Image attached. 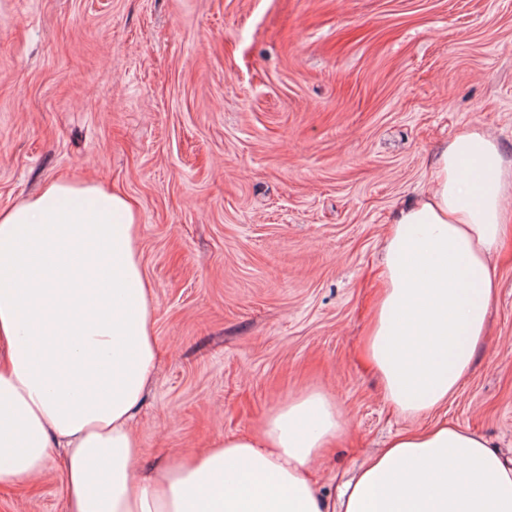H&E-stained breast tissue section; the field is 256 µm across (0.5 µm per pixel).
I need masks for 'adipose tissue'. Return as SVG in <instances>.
I'll return each instance as SVG.
<instances>
[{"label": "adipose tissue", "mask_w": 512, "mask_h": 512, "mask_svg": "<svg viewBox=\"0 0 512 512\" xmlns=\"http://www.w3.org/2000/svg\"><path fill=\"white\" fill-rule=\"evenodd\" d=\"M433 173L393 215L364 344L384 398L414 420L469 371L512 231V163L490 134H458ZM138 239L127 197L91 182L0 209V488L55 466L65 512H512V459L445 421L394 436L330 502L309 473L348 425L322 392L139 470L158 343Z\"/></svg>", "instance_id": "obj_1"}]
</instances>
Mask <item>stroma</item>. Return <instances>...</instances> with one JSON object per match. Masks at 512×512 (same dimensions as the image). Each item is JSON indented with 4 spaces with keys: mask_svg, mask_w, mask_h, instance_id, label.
Returning a JSON list of instances; mask_svg holds the SVG:
<instances>
[{
    "mask_svg": "<svg viewBox=\"0 0 512 512\" xmlns=\"http://www.w3.org/2000/svg\"><path fill=\"white\" fill-rule=\"evenodd\" d=\"M512 162V0H0V209L57 178L124 193L160 359L142 462L255 431L288 397L349 421L334 496L412 428L363 353L396 207L461 131ZM474 366L437 418L512 457V237ZM59 471L0 512H63Z\"/></svg>",
    "mask_w": 512,
    "mask_h": 512,
    "instance_id": "1",
    "label": "stroma"
}]
</instances>
